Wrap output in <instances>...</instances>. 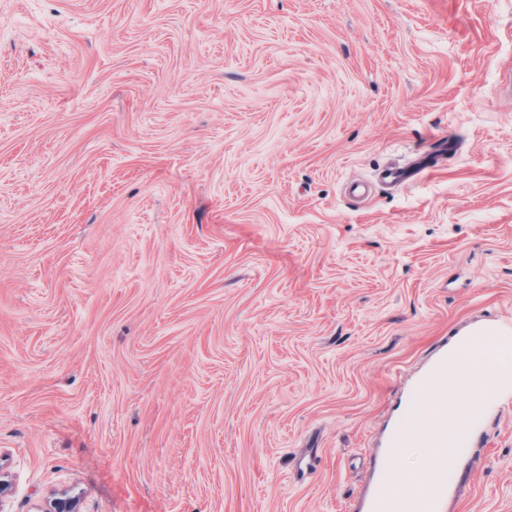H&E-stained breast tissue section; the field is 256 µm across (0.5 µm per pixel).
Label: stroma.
<instances>
[{"mask_svg": "<svg viewBox=\"0 0 512 512\" xmlns=\"http://www.w3.org/2000/svg\"><path fill=\"white\" fill-rule=\"evenodd\" d=\"M509 316L512 0H0V512H359ZM452 487L512 512V399Z\"/></svg>", "mask_w": 512, "mask_h": 512, "instance_id": "obj_1", "label": "stroma"}]
</instances>
